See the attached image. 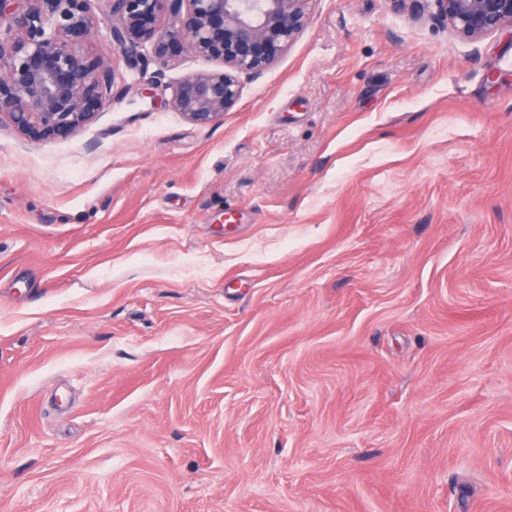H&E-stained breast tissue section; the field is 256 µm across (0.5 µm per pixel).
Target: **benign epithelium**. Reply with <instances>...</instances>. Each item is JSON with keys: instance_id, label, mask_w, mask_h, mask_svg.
Here are the masks:
<instances>
[{"instance_id": "obj_1", "label": "benign epithelium", "mask_w": 512, "mask_h": 512, "mask_svg": "<svg viewBox=\"0 0 512 512\" xmlns=\"http://www.w3.org/2000/svg\"><path fill=\"white\" fill-rule=\"evenodd\" d=\"M433 18L458 37L476 41L512 28V0H392ZM91 0H0V118L31 140L69 137L110 105L115 73L91 59L84 42L97 25ZM111 20L109 40L132 69L161 68L170 45L220 58L224 70L183 78L169 105L206 126L231 109L242 78H255L287 49L308 22L309 0H100ZM169 17L168 25H156Z\"/></svg>"}]
</instances>
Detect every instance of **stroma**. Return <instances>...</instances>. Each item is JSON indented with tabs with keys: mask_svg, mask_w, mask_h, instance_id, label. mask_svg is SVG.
Here are the masks:
<instances>
[{
	"mask_svg": "<svg viewBox=\"0 0 512 512\" xmlns=\"http://www.w3.org/2000/svg\"><path fill=\"white\" fill-rule=\"evenodd\" d=\"M308 13L208 126L103 30L0 123V512H512V31Z\"/></svg>",
	"mask_w": 512,
	"mask_h": 512,
	"instance_id": "stroma-1",
	"label": "stroma"
}]
</instances>
